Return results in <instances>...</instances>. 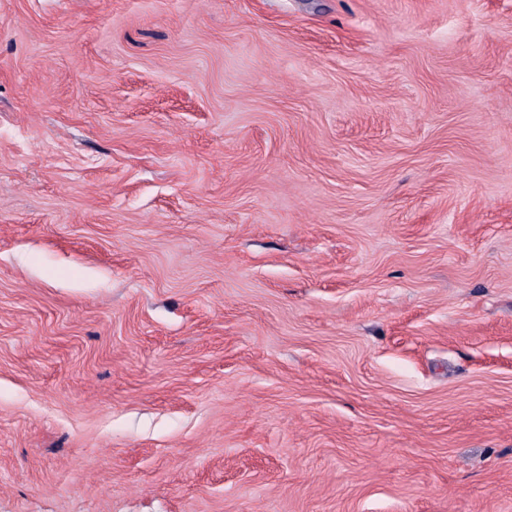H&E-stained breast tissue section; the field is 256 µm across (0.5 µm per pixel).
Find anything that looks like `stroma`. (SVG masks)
<instances>
[{"instance_id":"35a3bbf8","label":"stroma","mask_w":512,"mask_h":512,"mask_svg":"<svg viewBox=\"0 0 512 512\" xmlns=\"http://www.w3.org/2000/svg\"><path fill=\"white\" fill-rule=\"evenodd\" d=\"M0 512H512V0H0Z\"/></svg>"}]
</instances>
